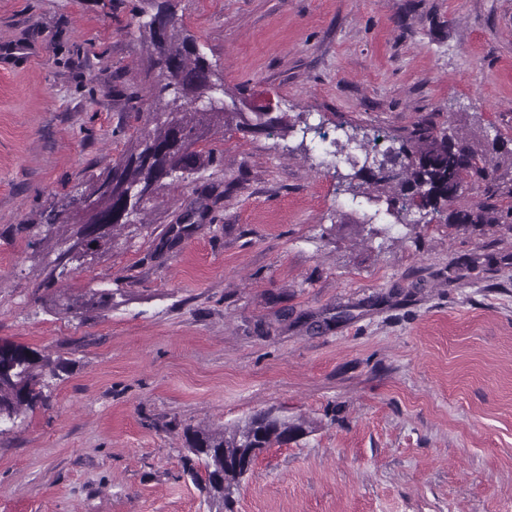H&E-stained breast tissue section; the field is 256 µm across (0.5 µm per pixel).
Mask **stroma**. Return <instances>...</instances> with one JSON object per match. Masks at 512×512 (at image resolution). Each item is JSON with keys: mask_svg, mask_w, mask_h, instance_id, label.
<instances>
[{"mask_svg": "<svg viewBox=\"0 0 512 512\" xmlns=\"http://www.w3.org/2000/svg\"><path fill=\"white\" fill-rule=\"evenodd\" d=\"M169 5L228 94L292 128L212 130V165L50 284L73 227L47 215L155 126L157 4L0 0V344L57 372L0 434V512H208L185 429L268 408L304 431L233 512H512V228L398 223L359 147L429 120L512 205V0ZM104 288L103 308L53 304Z\"/></svg>", "mask_w": 512, "mask_h": 512, "instance_id": "35a3bbf8", "label": "stroma"}]
</instances>
